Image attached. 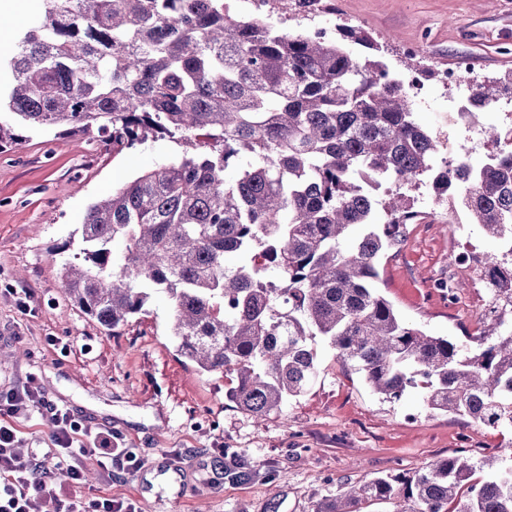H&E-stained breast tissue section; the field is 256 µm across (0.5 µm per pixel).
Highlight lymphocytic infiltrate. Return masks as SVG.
Segmentation results:
<instances>
[{
  "label": "lymphocytic infiltrate",
  "instance_id": "f902f5d3",
  "mask_svg": "<svg viewBox=\"0 0 512 512\" xmlns=\"http://www.w3.org/2000/svg\"><path fill=\"white\" fill-rule=\"evenodd\" d=\"M35 413L47 417L52 425L53 446L39 466L17 452L22 440L20 426ZM88 453L104 459L116 472L137 465L133 452L124 448L120 437L93 431L69 409L48 400L38 388L0 390V512H31L32 500L38 494L53 499L55 512H138L133 504L111 498L89 508L82 499L55 489L51 475L57 470L67 471L71 484L83 483L84 471L77 459Z\"/></svg>",
  "mask_w": 512,
  "mask_h": 512
}]
</instances>
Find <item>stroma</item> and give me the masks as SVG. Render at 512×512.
Instances as JSON below:
<instances>
[{"instance_id": "obj_1", "label": "stroma", "mask_w": 512, "mask_h": 512, "mask_svg": "<svg viewBox=\"0 0 512 512\" xmlns=\"http://www.w3.org/2000/svg\"><path fill=\"white\" fill-rule=\"evenodd\" d=\"M322 2L334 22L381 38L392 69L412 45L435 71L466 56L479 82L512 73V0ZM17 135V144L0 147V389L34 384L135 453L138 469L121 475L83 457L95 473L79 489L84 500L129 501L139 512H313L348 486L411 476L458 451L477 459L495 453L512 467L511 428L429 411L417 392L386 400L323 340L315 342L320 374L311 390L257 419L226 399L228 377L199 372L178 355L165 296L105 330L59 288L81 246L84 213L180 149L150 140L112 153L93 136L56 128ZM428 209L435 221L409 225L405 243L382 261L379 287L405 322L464 344L474 331L476 280L448 257L469 244L491 254L497 244L478 225H449L437 204ZM447 280L456 302L436 288ZM25 288L26 313L16 296ZM230 455L250 460L249 477L225 473Z\"/></svg>"}]
</instances>
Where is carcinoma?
Segmentation results:
<instances>
[{
  "instance_id": "carcinoma-1",
  "label": "carcinoma",
  "mask_w": 512,
  "mask_h": 512,
  "mask_svg": "<svg viewBox=\"0 0 512 512\" xmlns=\"http://www.w3.org/2000/svg\"><path fill=\"white\" fill-rule=\"evenodd\" d=\"M336 32L284 31L225 0H43L5 57L0 146L17 124L92 134L107 150L193 146L88 207L60 289L109 331L165 295L178 354L231 376L226 398L257 417L313 386L322 336L389 400L420 389L432 411L512 427V128L485 131L495 150L482 164L448 163L415 119L413 57L400 77L346 48L378 49L364 31ZM384 181L395 190L379 200ZM422 182L498 243L485 285L500 311L468 346L405 323L377 286L408 225L434 217L415 207ZM496 462L456 455L314 512L384 500L448 512L485 467L455 512H512V469Z\"/></svg>"
}]
</instances>
